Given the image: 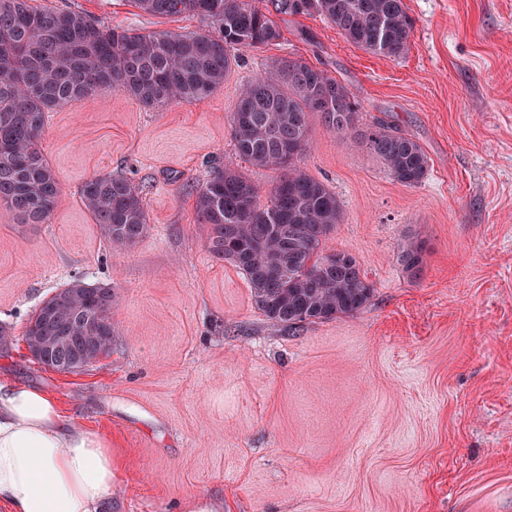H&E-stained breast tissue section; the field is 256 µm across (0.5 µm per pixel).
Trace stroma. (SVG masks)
Wrapping results in <instances>:
<instances>
[{"label": "stroma", "instance_id": "obj_1", "mask_svg": "<svg viewBox=\"0 0 512 512\" xmlns=\"http://www.w3.org/2000/svg\"><path fill=\"white\" fill-rule=\"evenodd\" d=\"M147 33H199L184 13L134 0H37ZM407 51L389 58L326 19L276 12V44L246 49L198 102L142 107L98 89L49 112L41 147L61 195L44 224L0 207V380L50 394L101 432L120 468L107 512H512V0H404ZM297 58L335 77L375 122L417 141L421 185L312 116L299 166L327 184L342 220L327 249L374 286L363 311L282 329L244 275L215 259L197 222L199 187L231 167L266 203L280 177L235 152L244 86ZM112 173L142 190L146 234L116 248L79 197ZM423 264L410 277L403 246ZM114 291L111 355L62 373L35 361L27 321L52 291Z\"/></svg>", "mask_w": 512, "mask_h": 512}]
</instances>
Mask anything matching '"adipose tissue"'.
Here are the masks:
<instances>
[{
    "label": "adipose tissue",
    "instance_id": "adipose-tissue-1",
    "mask_svg": "<svg viewBox=\"0 0 512 512\" xmlns=\"http://www.w3.org/2000/svg\"><path fill=\"white\" fill-rule=\"evenodd\" d=\"M117 461L99 432L74 426L43 391L0 381V507L102 512Z\"/></svg>",
    "mask_w": 512,
    "mask_h": 512
}]
</instances>
